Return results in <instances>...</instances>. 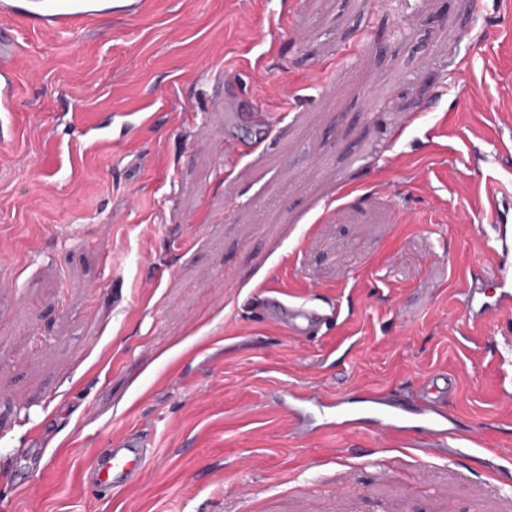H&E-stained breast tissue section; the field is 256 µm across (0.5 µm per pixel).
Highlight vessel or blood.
Instances as JSON below:
<instances>
[{
    "label": "vessel or blood",
    "instance_id": "1",
    "mask_svg": "<svg viewBox=\"0 0 512 512\" xmlns=\"http://www.w3.org/2000/svg\"><path fill=\"white\" fill-rule=\"evenodd\" d=\"M104 9V0H0L1 14L56 31L91 20ZM17 92L14 70L6 65L0 67V112L13 111ZM491 209L495 216L491 249L498 263L483 289L467 288L463 294L472 326L492 325L507 332L512 330V193L493 199ZM263 315L305 336L326 319L319 309L304 302L284 301L271 289L263 296ZM276 399L281 409L295 416L299 413L298 403L310 402L311 397L299 387L289 385L278 391ZM324 407L336 417L350 421L359 420L361 408H369L377 427L383 430H402L404 423L411 420L421 436L445 440L453 434L446 399L432 384L424 389L420 404L411 409L375 391L328 401ZM148 461L149 450L140 437L131 435L112 441L90 465L87 482L99 490L122 489L141 478Z\"/></svg>",
    "mask_w": 512,
    "mask_h": 512
}]
</instances>
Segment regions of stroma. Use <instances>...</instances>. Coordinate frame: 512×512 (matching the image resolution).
<instances>
[{
    "instance_id": "stroma-1",
    "label": "stroma",
    "mask_w": 512,
    "mask_h": 512,
    "mask_svg": "<svg viewBox=\"0 0 512 512\" xmlns=\"http://www.w3.org/2000/svg\"><path fill=\"white\" fill-rule=\"evenodd\" d=\"M108 3L11 58L0 512H512V334L461 295L512 191V0ZM265 288L340 315L287 334ZM437 373L460 435L428 447L273 403ZM131 432L145 473L93 494Z\"/></svg>"
}]
</instances>
